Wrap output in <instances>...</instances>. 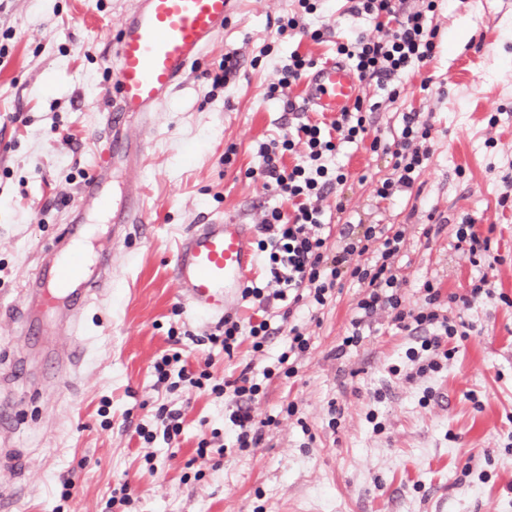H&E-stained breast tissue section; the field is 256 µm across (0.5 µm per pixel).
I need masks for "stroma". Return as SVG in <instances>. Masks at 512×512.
I'll list each match as a JSON object with an SVG mask.
<instances>
[{"label": "stroma", "mask_w": 512, "mask_h": 512, "mask_svg": "<svg viewBox=\"0 0 512 512\" xmlns=\"http://www.w3.org/2000/svg\"><path fill=\"white\" fill-rule=\"evenodd\" d=\"M132 2L0 0V304L22 305L99 158L102 114L112 106V41ZM349 7L319 0L304 17L307 35L279 38L276 22L297 11L296 0H235L223 34L152 127H131L144 143L127 174L147 202L144 227L117 240L111 214L93 213L99 230L90 246L112 251V280L85 311L79 337L42 319L46 349L64 354L81 340L78 377H56L0 314V398L19 404L0 449L28 467H0V496H17V512H107L120 481L134 489L138 512H512V305L503 302L512 298V196L503 195L512 181V0H439L433 59L395 79L396 98L375 81L361 83V98L377 106L368 139L342 144L334 160L347 180L322 202L327 222L358 235L371 224L405 225L397 275L413 305L423 301L425 280L461 294L477 275L453 245L455 224L468 217L490 234L496 293L462 311L473 329L439 372L412 376L404 356L411 340L385 313L364 326L360 347L337 354L359 314L355 282L344 281L317 319L305 320L311 347L288 378L276 369L288 348L284 302H236L234 317L268 320L277 333L263 352L245 343L228 356L200 343L217 319L192 312L173 280L176 243L195 225H256L279 206L257 172V147L293 132L297 119L267 88L292 52L322 64L357 32L385 38ZM313 30L322 41L310 38ZM228 57L237 69L214 85ZM406 112L431 124V156L412 188L383 200L374 187L392 177L393 159L369 141L392 143ZM172 327L184 334L187 367L210 361L221 381L249 364L260 379L252 415L269 420L264 438L217 468L196 448L201 432L223 431L228 397L169 392L152 375ZM25 356L40 364L41 378L10 381L8 366ZM268 366L275 373L266 378ZM163 404L182 410V432L145 443L135 428L152 424ZM333 404L341 409L335 418ZM371 411L380 432L366 420ZM69 477L77 491L67 498Z\"/></svg>", "instance_id": "35a3bbf8"}]
</instances>
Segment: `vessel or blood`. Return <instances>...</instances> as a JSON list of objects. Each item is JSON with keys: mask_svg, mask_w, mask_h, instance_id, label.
I'll return each instance as SVG.
<instances>
[{"mask_svg": "<svg viewBox=\"0 0 512 512\" xmlns=\"http://www.w3.org/2000/svg\"><path fill=\"white\" fill-rule=\"evenodd\" d=\"M232 0H135L114 39L115 96L108 113L110 136L99 161L83 181L69 224L47 249L41 269L30 283L26 306L17 310L24 334L33 316L52 313L70 335L110 270L109 255L100 254L89 276L81 274L79 244L90 239L89 216L104 206L113 167L128 163L143 142L125 125L131 118L149 121L171 95L180 78L223 33ZM305 99L316 111L335 115L350 109L359 95V80L345 63L313 68L305 79ZM142 194H124L112 207V228L123 235L144 221ZM247 224H200L181 238L173 255L172 274L191 310L226 315L242 296L258 267Z\"/></svg>", "mask_w": 512, "mask_h": 512, "instance_id": "obj_1", "label": "vessel or blood"}]
</instances>
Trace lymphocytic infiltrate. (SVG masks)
<instances>
[{
  "label": "lymphocytic infiltrate",
  "instance_id": "obj_1",
  "mask_svg": "<svg viewBox=\"0 0 512 512\" xmlns=\"http://www.w3.org/2000/svg\"><path fill=\"white\" fill-rule=\"evenodd\" d=\"M434 9L431 2L425 9L409 11L404 7V0H355L353 13L368 17L376 26L386 27L387 34L381 40L357 34L351 42L338 44L337 52L353 61L359 79H372L380 88H388L393 77L433 59L438 31L431 26L427 14ZM365 110L364 100H356L351 109L339 113L331 122L299 123L295 137L274 138L260 143L257 149L259 171L267 187L291 203L293 210L288 214L272 210L259 224L257 248L267 253L269 261L263 283H250L243 297L262 304L271 299L285 302L282 319L288 324V349L280 354L277 362L284 365L289 377L296 373L295 359L310 348L303 326L294 319L296 310L306 305L326 306L347 279L357 281L361 287L357 301L360 315L352 319V331L338 345V353L360 345L364 319L382 312L390 313L393 325L413 337L415 344L407 348L405 356L420 376L440 371L443 362L452 356L450 342L467 335L466 322L449 315L448 301L439 285L425 283L423 304H407L396 274V261L406 244L405 227L372 224L363 235L357 236L345 226L339 231L335 252L327 250L322 235L325 212L321 201L346 180L342 169L332 167L330 160L340 144L363 140L367 131ZM431 130V125L421 120L419 113H403L400 133L386 147L394 160V175L377 184V197L387 200L399 189L413 187L424 160L431 154L428 146ZM298 146L303 149L301 162L286 167L285 154ZM454 237L457 248L467 254L473 266L480 269L490 258L491 239L478 233L471 219H462L456 225ZM363 255L368 258L364 264L359 261ZM493 293L488 273L480 269L467 294L461 297V306L470 308ZM273 333L267 321L244 324L228 316L208 334L207 340L230 356L246 341L253 351H261ZM168 341L169 349L153 365L158 384H167L175 376L201 392L230 396L227 420L234 447L242 450L258 446L264 429L250 414V405L260 393L258 383L251 376V367H244L235 378L219 381L208 365L194 370L181 367L178 332H170Z\"/></svg>",
  "mask_w": 512,
  "mask_h": 512
}]
</instances>
